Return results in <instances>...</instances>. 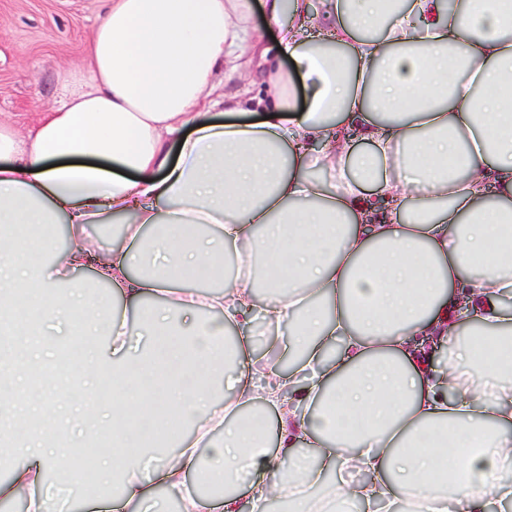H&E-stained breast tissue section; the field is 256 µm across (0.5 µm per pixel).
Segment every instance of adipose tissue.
<instances>
[{
    "instance_id": "1",
    "label": "adipose tissue",
    "mask_w": 512,
    "mask_h": 512,
    "mask_svg": "<svg viewBox=\"0 0 512 512\" xmlns=\"http://www.w3.org/2000/svg\"><path fill=\"white\" fill-rule=\"evenodd\" d=\"M261 4L276 30L267 47L248 0H107L88 68L61 78L58 106L22 137L0 123V315L22 291L72 335L110 337L111 357L85 355L68 385L122 393L98 466L101 481L122 476L116 512H149L160 485L181 512H242L244 486L251 512L273 499L290 512L512 505V310L502 303L512 293V8ZM285 58L305 83L303 105ZM251 67L263 91L230 110L254 120L202 112L217 72ZM115 216L127 247L97 248L85 225ZM62 222L69 266L93 265L137 307L134 321L103 320L94 297L44 279L49 229ZM20 226L34 241L26 253ZM228 251L246 271L224 290L180 289L187 275L221 278ZM259 281L276 302L260 305ZM152 292L163 300L144 306ZM191 309L203 315L185 336ZM257 311L287 324L270 346L292 357L289 370L255 359L245 328ZM137 336L150 338V361L130 354ZM256 409L275 413V434L251 425ZM172 412L194 431L176 455L124 454L141 436L125 414ZM0 444L23 460L0 500L27 488V512H81L77 495L36 489L62 466L79 478L76 459L13 435ZM272 455L273 482L256 480ZM442 464L458 474L448 491L431 483ZM353 471L366 480L347 482ZM192 474L217 492L184 493Z\"/></svg>"
}]
</instances>
